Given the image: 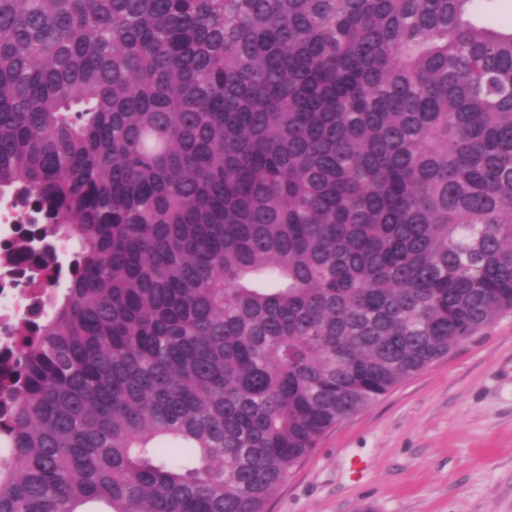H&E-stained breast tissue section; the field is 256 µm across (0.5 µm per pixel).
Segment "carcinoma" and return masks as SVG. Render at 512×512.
<instances>
[{
	"label": "carcinoma",
	"mask_w": 512,
	"mask_h": 512,
	"mask_svg": "<svg viewBox=\"0 0 512 512\" xmlns=\"http://www.w3.org/2000/svg\"><path fill=\"white\" fill-rule=\"evenodd\" d=\"M474 2L0 0V199L19 251L78 244L0 380V512H267L512 310V31Z\"/></svg>",
	"instance_id": "cac0c4a2"
}]
</instances>
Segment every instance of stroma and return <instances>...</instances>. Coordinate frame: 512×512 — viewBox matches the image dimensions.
<instances>
[{"label":"stroma","instance_id":"obj_1","mask_svg":"<svg viewBox=\"0 0 512 512\" xmlns=\"http://www.w3.org/2000/svg\"><path fill=\"white\" fill-rule=\"evenodd\" d=\"M268 512H512V311L329 429Z\"/></svg>","mask_w":512,"mask_h":512}]
</instances>
